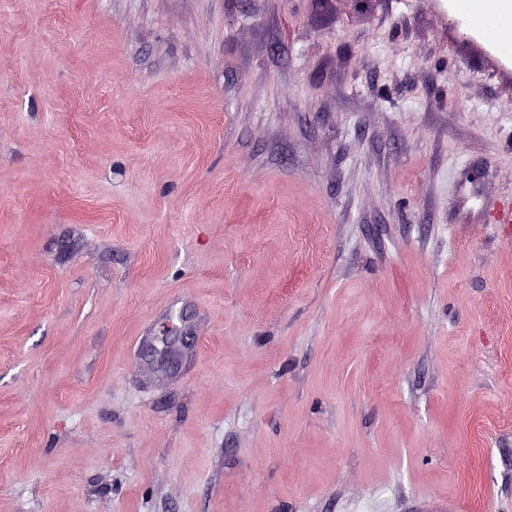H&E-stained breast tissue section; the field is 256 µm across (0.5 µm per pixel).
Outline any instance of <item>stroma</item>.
<instances>
[{"label": "stroma", "instance_id": "1", "mask_svg": "<svg viewBox=\"0 0 512 512\" xmlns=\"http://www.w3.org/2000/svg\"><path fill=\"white\" fill-rule=\"evenodd\" d=\"M450 3L0 0V512H512V53Z\"/></svg>", "mask_w": 512, "mask_h": 512}]
</instances>
